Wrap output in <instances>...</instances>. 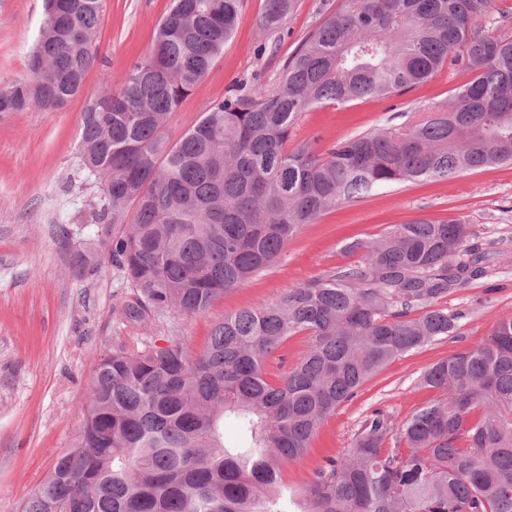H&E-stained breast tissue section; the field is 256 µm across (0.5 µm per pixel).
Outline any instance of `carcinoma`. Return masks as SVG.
I'll return each mask as SVG.
<instances>
[{"mask_svg": "<svg viewBox=\"0 0 512 512\" xmlns=\"http://www.w3.org/2000/svg\"><path fill=\"white\" fill-rule=\"evenodd\" d=\"M240 3L172 0L150 52L82 112L75 175L100 185L92 223L118 228L107 248L133 288L120 311L130 326L209 309L275 263L304 225L378 187L512 165V39L480 24L495 0H343L271 88L239 87L167 140ZM296 5L264 0L261 27L279 30ZM104 8L43 0L28 74L0 88V113L58 110L81 92ZM449 65L471 79L448 107L324 150L316 140L288 150L309 109L385 100ZM469 234L460 219L393 224L349 245L365 250L362 265L224 317L196 353L179 338L103 348L78 445L21 512H512V320L424 372L443 398L399 433L375 410L303 490L281 481L282 463L303 456L374 374L457 332L459 316L437 301L486 272ZM299 332L305 350L270 380L266 362Z\"/></svg>", "mask_w": 512, "mask_h": 512, "instance_id": "1", "label": "carcinoma"}]
</instances>
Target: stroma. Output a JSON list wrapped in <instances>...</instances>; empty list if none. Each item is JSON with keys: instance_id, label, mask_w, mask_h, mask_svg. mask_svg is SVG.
Listing matches in <instances>:
<instances>
[{"instance_id": "stroma-1", "label": "stroma", "mask_w": 512, "mask_h": 512, "mask_svg": "<svg viewBox=\"0 0 512 512\" xmlns=\"http://www.w3.org/2000/svg\"><path fill=\"white\" fill-rule=\"evenodd\" d=\"M170 4L106 0L98 61L81 94L58 111L0 113V512H18L56 459L75 446L104 346L132 336L163 346L181 337L200 350L224 316L268 307L299 283L360 264L363 251H348V244L375 240L390 225L464 220L471 244L491 251L490 267L439 299V307L459 314L457 332L399 357L366 382L321 425L300 459L282 465L288 486L304 487L325 457L349 447L372 410H383L398 425L439 399V390L422 384L423 373L482 342L499 321L512 319V166H493L444 181L379 187L305 225L277 262L207 311L125 325L118 310L129 284L103 245L111 226H88L81 238L62 237L58 228L81 223L92 197L70 181L84 106L111 90L115 77L149 52ZM341 5L342 0H298L283 30L269 34L260 26L264 0H242L233 36L179 104L166 137L177 140L233 85L269 88L284 60ZM42 11V0H0V86L27 75ZM470 78L463 69H445L386 100L314 107L302 115L288 146L315 140L325 149L339 139L402 125L420 108L451 102ZM79 249L96 253V264L75 266Z\"/></svg>"}]
</instances>
